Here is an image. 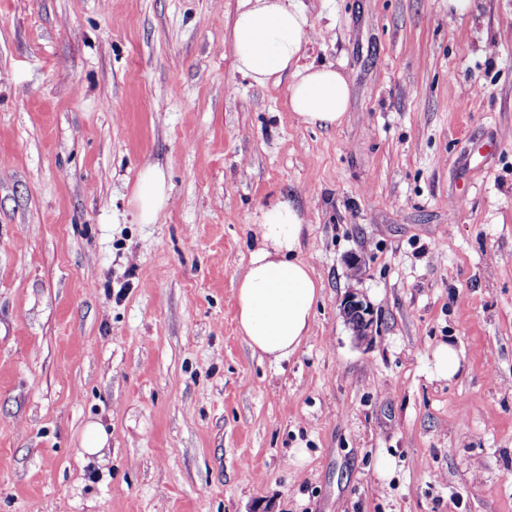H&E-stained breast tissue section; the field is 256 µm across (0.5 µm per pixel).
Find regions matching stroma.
Returning <instances> with one entry per match:
<instances>
[{"mask_svg": "<svg viewBox=\"0 0 512 512\" xmlns=\"http://www.w3.org/2000/svg\"><path fill=\"white\" fill-rule=\"evenodd\" d=\"M300 2L335 128L235 69L241 0H0V512H512V0ZM283 195L323 289L275 364L236 285ZM166 179L161 169L149 166L140 174L134 205L141 224H153L169 204ZM343 314L353 323L359 338L365 339L372 326V314L368 306L354 293H349L343 301ZM433 368L436 378L450 381L462 369L464 356L452 343L441 342L432 351Z\"/></svg>", "mask_w": 512, "mask_h": 512, "instance_id": "obj_1", "label": "stroma"}]
</instances>
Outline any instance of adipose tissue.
Returning <instances> with one entry per match:
<instances>
[{
	"label": "adipose tissue",
	"mask_w": 512,
	"mask_h": 512,
	"mask_svg": "<svg viewBox=\"0 0 512 512\" xmlns=\"http://www.w3.org/2000/svg\"><path fill=\"white\" fill-rule=\"evenodd\" d=\"M314 27L299 0H243L233 27L237 71L263 86L290 75L288 102L302 124L333 128L346 116L349 86L330 65L308 62ZM169 204L161 169L147 167L134 194L140 223L152 224ZM261 237L237 282V318L252 351L278 363L310 336L322 285L297 256L306 218L289 198L260 207L254 216Z\"/></svg>",
	"instance_id": "adipose-tissue-1"
}]
</instances>
